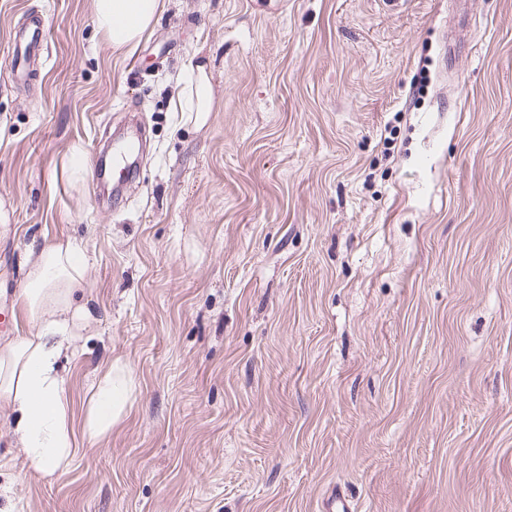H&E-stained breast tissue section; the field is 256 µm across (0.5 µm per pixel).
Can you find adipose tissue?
<instances>
[{
	"instance_id": "ef3b65f1",
	"label": "adipose tissue",
	"mask_w": 512,
	"mask_h": 512,
	"mask_svg": "<svg viewBox=\"0 0 512 512\" xmlns=\"http://www.w3.org/2000/svg\"><path fill=\"white\" fill-rule=\"evenodd\" d=\"M163 8L162 0H93L98 29L115 50L134 48ZM187 92L175 111L205 121L213 105L212 87L201 67L189 66ZM85 256L72 243L39 248L22 292V305L36 332L12 339L0 350V399L13 409L11 425L26 459L46 478L67 468L84 438L107 434L122 413L130 385L110 371L99 379L81 429H74L59 358L75 343L88 314L71 303L84 280Z\"/></svg>"
}]
</instances>
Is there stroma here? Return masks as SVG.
Instances as JSON below:
<instances>
[{
  "instance_id": "35a3bbf8",
  "label": "stroma",
  "mask_w": 512,
  "mask_h": 512,
  "mask_svg": "<svg viewBox=\"0 0 512 512\" xmlns=\"http://www.w3.org/2000/svg\"><path fill=\"white\" fill-rule=\"evenodd\" d=\"M469 7L449 63L452 0H164L120 52L92 0H0V345L30 253L69 241L74 420L110 367L132 382L51 478L0 399V512H512V0ZM192 63L202 125L173 107ZM133 118L141 164L101 200ZM45 28L41 17L30 16L21 29L12 34L13 43V78L15 82H26L30 79L27 69L32 58L43 54L45 44Z\"/></svg>"
}]
</instances>
